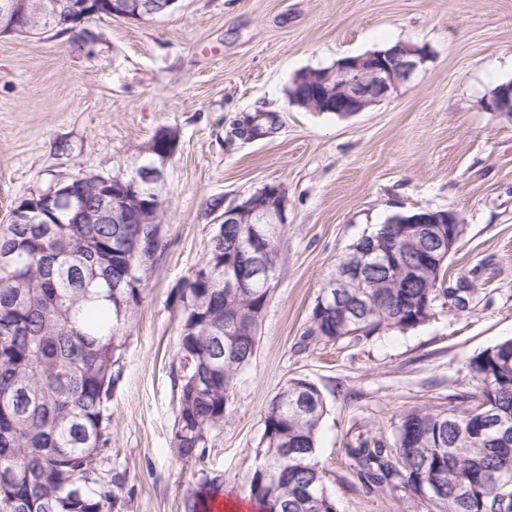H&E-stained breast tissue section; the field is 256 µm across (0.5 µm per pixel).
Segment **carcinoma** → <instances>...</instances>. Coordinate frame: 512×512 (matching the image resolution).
Listing matches in <instances>:
<instances>
[{
  "label": "carcinoma",
  "instance_id": "cac0c4a2",
  "mask_svg": "<svg viewBox=\"0 0 512 512\" xmlns=\"http://www.w3.org/2000/svg\"><path fill=\"white\" fill-rule=\"evenodd\" d=\"M73 211L45 207L32 224L0 226V512H114L123 476L100 481L95 463L106 443V403L120 377L125 323L139 306L155 257L148 263L121 249L132 224H74ZM250 224H226L201 264L178 290L183 323L180 352L194 356L181 376L173 442L183 458L198 454L205 431L224 423L234 382L251 361L257 336L232 334L229 316L264 310L272 284L253 278L250 294L224 291V266L237 265L252 244ZM448 261L408 271L389 287L375 268L367 290L341 289L333 306L313 307L311 333L325 341L360 342L428 322ZM127 287L113 293L112 284ZM127 317L118 320V308ZM475 392L446 408L414 407L391 434L361 431L348 444L356 472L372 493L401 490L434 512H500L512 497V339L468 361ZM326 402L305 379H290L264 414L249 481L261 512H338L316 462ZM434 498L420 496L421 487Z\"/></svg>",
  "mask_w": 512,
  "mask_h": 512
}]
</instances>
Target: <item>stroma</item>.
Listing matches in <instances>:
<instances>
[{
  "instance_id": "stroma-1",
  "label": "stroma",
  "mask_w": 512,
  "mask_h": 512,
  "mask_svg": "<svg viewBox=\"0 0 512 512\" xmlns=\"http://www.w3.org/2000/svg\"><path fill=\"white\" fill-rule=\"evenodd\" d=\"M100 39L0 37V225L62 176L130 172L171 130L163 247L126 325L121 376L97 468L125 474L120 512H187L204 482L246 501L263 415L290 379L326 400L316 459L339 512H410L367 492L345 448L409 409L473 390L471 357L512 338V120L484 99L512 80V0H179L169 14L99 17ZM402 41L425 47L415 77L350 117L291 105L301 71ZM287 193L279 272L258 346L202 456L180 458L182 313L176 292L215 229L210 199L264 185ZM457 212L452 273L477 267L468 314L438 308L407 332L349 345L311 337V312L350 247L395 213Z\"/></svg>"
}]
</instances>
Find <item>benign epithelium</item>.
Returning <instances> with one entry per match:
<instances>
[{"label":"benign epithelium","mask_w":512,"mask_h":512,"mask_svg":"<svg viewBox=\"0 0 512 512\" xmlns=\"http://www.w3.org/2000/svg\"><path fill=\"white\" fill-rule=\"evenodd\" d=\"M151 0H108L111 14L127 19L142 18L149 14L156 16L171 8L177 0H156L154 8L146 4ZM89 5L88 0H4L0 5V28L10 32L26 33L37 27L50 28L58 21L61 13L80 14ZM401 52L398 58L387 54H367L347 56L336 61L330 68L309 69L306 80L321 88V98H336V111L343 117L362 112L370 106L384 101L400 85L410 82L419 67L425 62L424 48L408 42L399 43ZM484 108L488 112L503 115L512 112V87L499 90L487 99ZM144 155L149 162L126 175L127 198L115 206L111 193L103 192L99 209L89 222L99 224L112 220V212L119 211L136 224H148L151 232L147 238L155 240L162 234L160 214L163 207V186L165 167L169 156L148 146ZM287 195L283 186L266 184L241 201L216 211L214 224H252L253 242L261 248L248 254L244 265L237 269H224V287L231 294H246L247 281L259 273L267 278L272 270L264 262L266 250L279 244L286 218ZM391 224H405L408 233L410 224H427L423 233H415L412 242L415 246L413 262L416 267L430 264L452 251L460 232L462 219L452 210L421 209L411 216L393 215ZM145 238V239H147ZM145 239L136 235L123 243V249L138 254L145 247ZM404 253L398 248L386 251L378 244L365 250L347 254L330 281L323 285L321 302L333 299L335 288H361L366 269L377 264L383 267L403 266Z\"/></svg>","instance_id":"benign-epithelium-1"}]
</instances>
